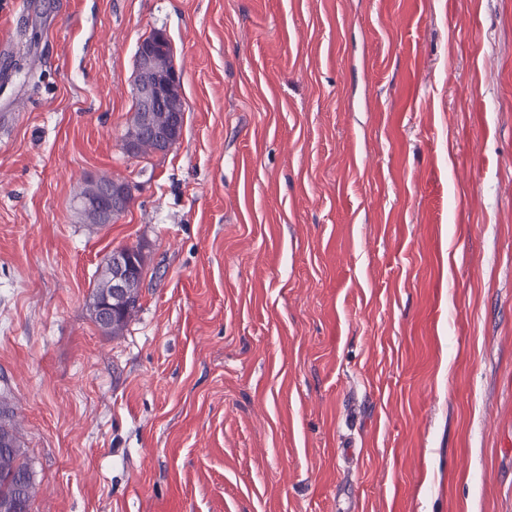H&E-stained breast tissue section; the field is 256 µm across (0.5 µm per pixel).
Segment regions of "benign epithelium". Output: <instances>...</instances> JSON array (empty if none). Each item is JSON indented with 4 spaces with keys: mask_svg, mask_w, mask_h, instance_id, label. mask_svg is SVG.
<instances>
[{
    "mask_svg": "<svg viewBox=\"0 0 512 512\" xmlns=\"http://www.w3.org/2000/svg\"><path fill=\"white\" fill-rule=\"evenodd\" d=\"M171 40L162 32L141 41L135 52L134 101L138 123L126 138L128 154L144 152L164 154L179 140L184 122V101L179 92L180 78L170 65ZM134 199L133 187L121 181L101 182L96 193L79 202V209L93 212L98 223L110 224L129 209ZM141 257L133 248L112 252L108 275L111 290L99 300L103 317L123 309L124 301L140 298L143 270Z\"/></svg>",
    "mask_w": 512,
    "mask_h": 512,
    "instance_id": "benign-epithelium-1",
    "label": "benign epithelium"
}]
</instances>
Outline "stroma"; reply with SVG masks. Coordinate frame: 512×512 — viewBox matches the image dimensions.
<instances>
[{
  "label": "stroma",
  "instance_id": "stroma-1",
  "mask_svg": "<svg viewBox=\"0 0 512 512\" xmlns=\"http://www.w3.org/2000/svg\"><path fill=\"white\" fill-rule=\"evenodd\" d=\"M29 2L0 0V393L31 512H512V0ZM156 30L184 128L132 157ZM88 174L135 187L112 223ZM111 258L106 263L110 267L108 275L110 278L111 290L99 300V308L104 318H112L115 310H123L124 301L132 298L140 300V288L143 280V270H141V257L136 249L120 248L112 252ZM102 280L98 277L93 303L90 307L91 318L98 325L101 331L108 336H122L126 330L130 317L137 307H133L125 314L113 316L112 323H105L101 319L95 300L102 289Z\"/></svg>",
  "mask_w": 512,
  "mask_h": 512
}]
</instances>
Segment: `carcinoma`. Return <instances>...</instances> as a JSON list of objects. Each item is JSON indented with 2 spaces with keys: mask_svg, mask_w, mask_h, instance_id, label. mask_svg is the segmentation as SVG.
<instances>
[{
  "mask_svg": "<svg viewBox=\"0 0 512 512\" xmlns=\"http://www.w3.org/2000/svg\"><path fill=\"white\" fill-rule=\"evenodd\" d=\"M90 313L93 321L108 336L123 335L132 316L129 311L105 323L94 304ZM0 436L8 441V446L0 447V512H31L34 483L27 450L21 444L13 411L4 396L0 398Z\"/></svg>",
  "mask_w": 512,
  "mask_h": 512,
  "instance_id": "obj_1",
  "label": "carcinoma"
}]
</instances>
